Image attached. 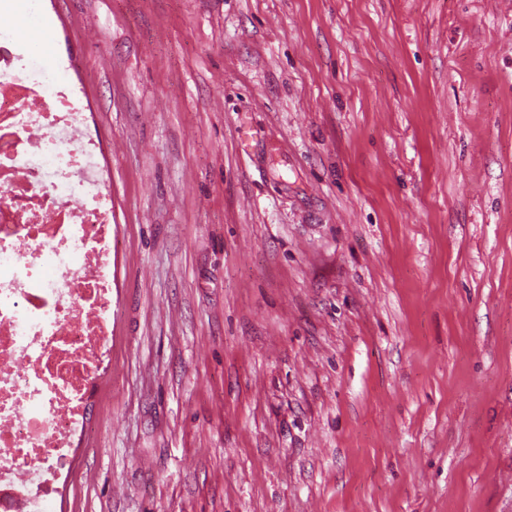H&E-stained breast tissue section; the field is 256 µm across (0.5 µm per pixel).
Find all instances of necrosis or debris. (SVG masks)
<instances>
[{
  "instance_id": "necrosis-or-debris-1",
  "label": "necrosis or debris",
  "mask_w": 512,
  "mask_h": 512,
  "mask_svg": "<svg viewBox=\"0 0 512 512\" xmlns=\"http://www.w3.org/2000/svg\"><path fill=\"white\" fill-rule=\"evenodd\" d=\"M0 24V512H46L108 357L112 202L68 85Z\"/></svg>"
}]
</instances>
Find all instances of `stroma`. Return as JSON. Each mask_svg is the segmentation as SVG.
Listing matches in <instances>:
<instances>
[{"label": "stroma", "instance_id": "35a3bbf8", "mask_svg": "<svg viewBox=\"0 0 512 512\" xmlns=\"http://www.w3.org/2000/svg\"><path fill=\"white\" fill-rule=\"evenodd\" d=\"M0 23L112 200L110 359L49 512H512V0Z\"/></svg>", "mask_w": 512, "mask_h": 512}]
</instances>
